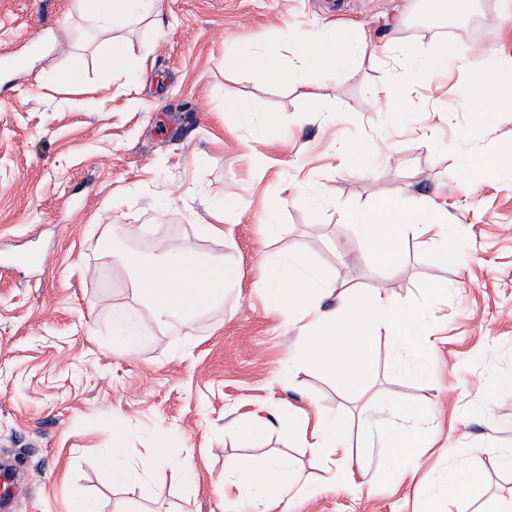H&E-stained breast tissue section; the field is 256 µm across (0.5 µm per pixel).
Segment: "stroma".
Segmentation results:
<instances>
[{
  "label": "stroma",
  "instance_id": "35a3bbf8",
  "mask_svg": "<svg viewBox=\"0 0 512 512\" xmlns=\"http://www.w3.org/2000/svg\"><path fill=\"white\" fill-rule=\"evenodd\" d=\"M163 23L112 32L93 28L74 0H0V57H24L0 83V462L15 473L11 512H69L75 494L98 512H180L183 473L173 463L142 485L113 488L98 460L112 433L127 434L131 458L171 435L194 460L197 512H250L247 496L219 499L228 469L282 456L304 478L267 512H489L512 497V173L465 184L468 155L512 143V111L467 109L465 60H441V78L411 84L410 64L381 53L387 43L497 48L512 54V0H475L437 26L412 22L415 0H162ZM327 24L357 27L365 48L352 72L320 70L314 103L298 87L261 73L224 69L232 49H260L289 63L281 33ZM119 39L128 57L108 71L99 52ZM80 64L68 86L54 71ZM408 89L401 113L381 108L382 85ZM249 101L240 127L231 103ZM429 111L427 133L406 113ZM279 131L263 138L266 114ZM435 202L448 211L455 253L439 262L430 244L407 240L401 265L354 237L345 213L387 199ZM229 208L224 238L202 233ZM273 219L274 237L259 224ZM195 245L239 278L222 302L186 320L158 323L112 252L144 256L157 244ZM291 250L335 277L405 304L437 283L450 296L429 316L425 381L393 373L391 337L377 339L376 369L351 392L295 363L299 325L274 311L263 265ZM30 256L28 266L12 262ZM138 323L144 343L125 351L112 311ZM294 367L292 383L282 381ZM320 413L341 423L352 447L331 462L303 448L289 421ZM264 423L248 446L240 428ZM434 431L401 468L386 451L364 454L368 434ZM350 469L361 484L330 481ZM479 471L467 493L448 475Z\"/></svg>",
  "mask_w": 512,
  "mask_h": 512
}]
</instances>
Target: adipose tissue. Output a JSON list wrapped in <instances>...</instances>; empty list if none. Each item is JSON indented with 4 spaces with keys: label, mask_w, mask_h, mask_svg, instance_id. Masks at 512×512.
Here are the masks:
<instances>
[{
    "label": "adipose tissue",
    "mask_w": 512,
    "mask_h": 512,
    "mask_svg": "<svg viewBox=\"0 0 512 512\" xmlns=\"http://www.w3.org/2000/svg\"><path fill=\"white\" fill-rule=\"evenodd\" d=\"M160 0H76L92 24L103 29L124 27L135 19L162 23ZM294 47L290 67L279 59L258 51L246 50L225 59V68L246 74L263 72L271 81H290L303 89L306 100H314L318 86L307 74L315 68L350 70L359 45L350 30L328 28L317 32L291 29L282 35ZM471 93L467 105L477 112H491L512 100V57L497 55L495 60L471 57ZM348 222L358 241L382 244L381 262L390 268L398 264L402 237L411 235L428 243L448 235V213L445 210L419 208L406 210L394 200L383 201L367 210L349 214ZM122 264L133 272L141 296L159 321L188 318L224 298V288L238 276L237 270L213 259L202 261L192 243H184L180 251L161 265L145 260L133 249L120 252ZM178 437H170L166 446L150 448L139 461L128 459L127 439L123 432L112 434V444L99 458L101 469L113 487L137 485L145 481L154 467L178 463L187 481H194L196 465L181 457ZM297 475L284 461L269 458L250 467L236 479L235 485L250 497L254 512H264V505L284 499L296 485Z\"/></svg>",
    "instance_id": "obj_1"
}]
</instances>
